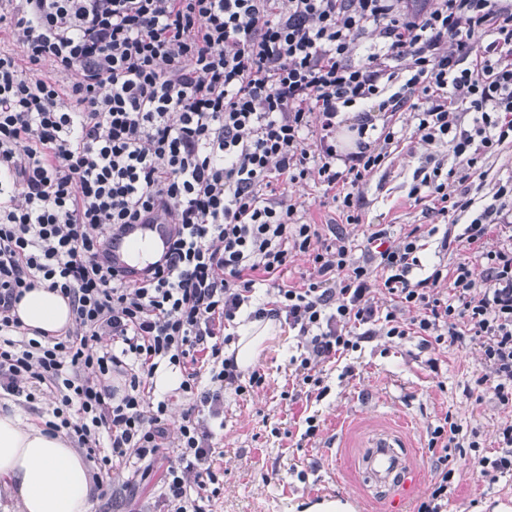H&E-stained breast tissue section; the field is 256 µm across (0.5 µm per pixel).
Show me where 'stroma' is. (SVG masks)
<instances>
[{"instance_id": "obj_1", "label": "stroma", "mask_w": 512, "mask_h": 512, "mask_svg": "<svg viewBox=\"0 0 512 512\" xmlns=\"http://www.w3.org/2000/svg\"><path fill=\"white\" fill-rule=\"evenodd\" d=\"M429 152L418 138H405L365 179L357 224L343 223L338 203L322 189L297 187L293 195L302 203L306 221L340 225L357 246L371 224L388 225L396 236L417 224L460 233L462 225L492 203L498 184L512 178V145H507L484 161L481 185L467 191L449 179V192L465 191L474 200L469 211L452 220L408 196ZM302 351L299 337L281 330L258 360L264 386L248 396L225 394L224 428L217 433L223 456L213 512H308L336 498L349 503L351 512H389L390 491L375 490L362 468L371 440L385 432L397 434L408 446L418 482L401 512H415L435 476L428 433L445 415L474 434L487 453L497 451L499 429L512 422V406L502 405L493 394L479 401L467 394L488 372L476 344L434 349L417 337L364 339L357 350L321 365L327 392L319 399L309 397L295 378L293 360ZM310 415L316 416L319 431L308 439L305 419ZM448 465L454 475L446 512H512V474L482 477L455 452ZM130 479L127 471L116 473L120 499L97 497L92 512H160L151 487L140 483L134 491L125 490Z\"/></svg>"}]
</instances>
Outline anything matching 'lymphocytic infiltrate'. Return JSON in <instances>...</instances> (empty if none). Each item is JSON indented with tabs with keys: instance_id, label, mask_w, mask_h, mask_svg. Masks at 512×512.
Masks as SVG:
<instances>
[{
	"instance_id": "1",
	"label": "lymphocytic infiltrate",
	"mask_w": 512,
	"mask_h": 512,
	"mask_svg": "<svg viewBox=\"0 0 512 512\" xmlns=\"http://www.w3.org/2000/svg\"><path fill=\"white\" fill-rule=\"evenodd\" d=\"M2 29L0 396L53 399L44 425L98 462L97 489L119 469L156 472L166 512H207L224 391L264 383L224 353L246 305L304 340L302 384L319 386L316 368L356 349L359 329L475 342L491 369L477 386L512 403V248L488 247L512 226L511 181L460 234L376 226L358 251L343 233L324 238L288 194L322 187L359 223L360 187L403 135L376 127L379 112L408 113L424 145L449 147L459 183L479 177L512 143V0H0ZM442 170L410 196L468 211ZM148 224L169 227L160 255L115 267L114 247ZM435 235L484 260L482 279L461 263L451 290L438 267L412 280ZM295 256L311 271L282 283ZM41 284L69 301L64 333L28 336L14 312ZM163 363L193 398L174 423L155 394ZM462 433L449 415L431 431L438 469L417 512H441Z\"/></svg>"
}]
</instances>
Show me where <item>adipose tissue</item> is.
Wrapping results in <instances>:
<instances>
[{"label":"adipose tissue","instance_id":"1","mask_svg":"<svg viewBox=\"0 0 512 512\" xmlns=\"http://www.w3.org/2000/svg\"><path fill=\"white\" fill-rule=\"evenodd\" d=\"M17 314L24 327L51 335L73 323L67 300L41 286L25 294ZM279 331L273 321L239 317L240 370L257 363L266 342ZM0 485L14 501L16 512H92L97 496L89 468L68 438L26 423L15 410L0 414Z\"/></svg>","mask_w":512,"mask_h":512}]
</instances>
